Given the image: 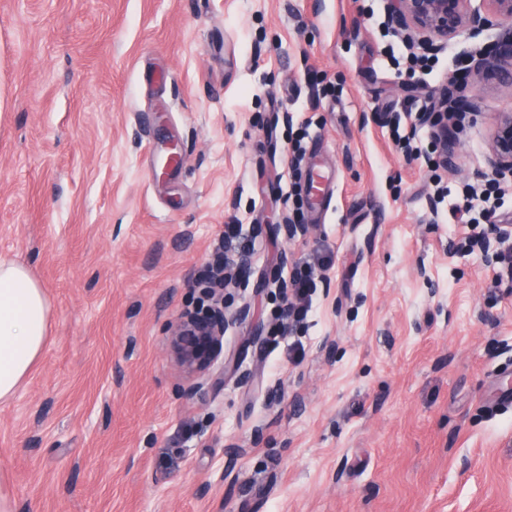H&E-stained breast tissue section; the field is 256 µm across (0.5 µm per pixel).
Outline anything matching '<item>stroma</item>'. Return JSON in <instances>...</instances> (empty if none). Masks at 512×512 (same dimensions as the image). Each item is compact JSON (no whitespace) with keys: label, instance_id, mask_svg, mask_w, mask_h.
Wrapping results in <instances>:
<instances>
[{"label":"stroma","instance_id":"obj_1","mask_svg":"<svg viewBox=\"0 0 512 512\" xmlns=\"http://www.w3.org/2000/svg\"><path fill=\"white\" fill-rule=\"evenodd\" d=\"M386 4L0 0V262L51 306L0 404L15 512H512V280L456 211L492 177L512 92L478 89L454 166L429 159L433 103L501 31L401 77ZM293 127L336 172L318 224L291 198L308 171ZM163 130L172 177L149 148ZM296 217L311 232L285 240ZM228 224L253 259L229 303L253 320L228 328L238 370L216 363L202 403L167 337ZM306 261L309 312L279 332L275 282Z\"/></svg>","mask_w":512,"mask_h":512}]
</instances>
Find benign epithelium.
Listing matches in <instances>:
<instances>
[{
	"label": "benign epithelium",
	"instance_id": "1",
	"mask_svg": "<svg viewBox=\"0 0 512 512\" xmlns=\"http://www.w3.org/2000/svg\"><path fill=\"white\" fill-rule=\"evenodd\" d=\"M387 16L406 41L429 50L437 40L461 33L476 37L487 28H505V34L491 47H480L469 56L470 77L452 82L451 93L434 112L441 124V154L450 162L457 143L449 127H456L466 115H475L477 88L496 83L512 91V0H388ZM490 167L493 176L512 180V111L499 114L491 134ZM484 262L489 266L512 262V227L491 224L479 241ZM252 266L247 253L224 250V261L211 269L214 287L208 289L212 304L205 309L183 313L168 336L175 363L195 382L191 396L204 402L210 388L222 378L210 377L211 368L224 352V334L231 323L251 318V307L243 304L228 310L224 292L238 284Z\"/></svg>",
	"mask_w": 512,
	"mask_h": 512
}]
</instances>
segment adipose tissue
I'll return each instance as SVG.
<instances>
[{
  "label": "adipose tissue",
  "mask_w": 512,
  "mask_h": 512,
  "mask_svg": "<svg viewBox=\"0 0 512 512\" xmlns=\"http://www.w3.org/2000/svg\"><path fill=\"white\" fill-rule=\"evenodd\" d=\"M50 306L21 263H0V403L9 401L38 361L48 334Z\"/></svg>",
  "instance_id": "ef3b65f1"
}]
</instances>
